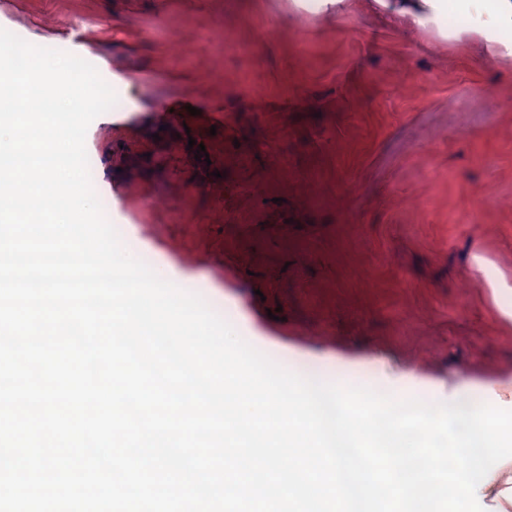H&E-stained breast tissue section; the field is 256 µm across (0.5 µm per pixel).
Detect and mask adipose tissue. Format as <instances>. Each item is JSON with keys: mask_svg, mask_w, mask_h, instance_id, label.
I'll return each mask as SVG.
<instances>
[{"mask_svg": "<svg viewBox=\"0 0 512 512\" xmlns=\"http://www.w3.org/2000/svg\"><path fill=\"white\" fill-rule=\"evenodd\" d=\"M405 29H436L441 37L467 36L490 55L512 58V0H376ZM466 17L465 25L450 28L449 13Z\"/></svg>", "mask_w": 512, "mask_h": 512, "instance_id": "ef3b65f1", "label": "adipose tissue"}]
</instances>
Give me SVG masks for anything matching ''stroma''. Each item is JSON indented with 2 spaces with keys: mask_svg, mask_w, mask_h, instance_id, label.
I'll return each instance as SVG.
<instances>
[{
  "mask_svg": "<svg viewBox=\"0 0 512 512\" xmlns=\"http://www.w3.org/2000/svg\"><path fill=\"white\" fill-rule=\"evenodd\" d=\"M0 28L122 60L129 125L98 117L85 138L104 215L243 340L254 320L302 342L278 363L322 382L512 400V63L403 33L367 0L338 17L297 0H0ZM182 98L221 104L217 126L144 128ZM187 133L208 160L172 147Z\"/></svg>",
  "mask_w": 512,
  "mask_h": 512,
  "instance_id": "35a3bbf8",
  "label": "stroma"
}]
</instances>
